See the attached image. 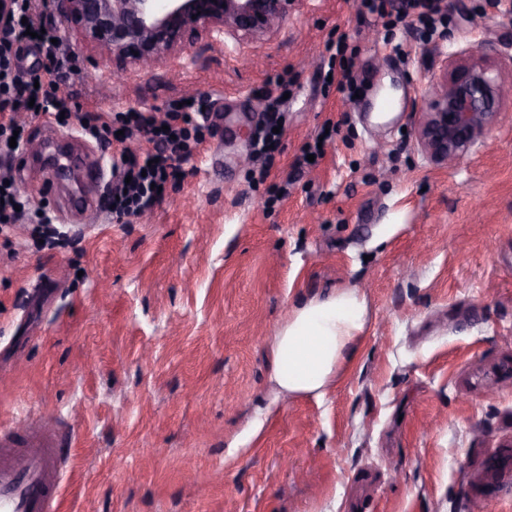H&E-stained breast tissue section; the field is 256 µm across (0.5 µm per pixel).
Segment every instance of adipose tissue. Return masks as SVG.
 Here are the masks:
<instances>
[{
	"mask_svg": "<svg viewBox=\"0 0 512 512\" xmlns=\"http://www.w3.org/2000/svg\"><path fill=\"white\" fill-rule=\"evenodd\" d=\"M367 314L366 299L354 288L295 307L273 338L272 380L293 396L323 394L354 358Z\"/></svg>",
	"mask_w": 512,
	"mask_h": 512,
	"instance_id": "adipose-tissue-1",
	"label": "adipose tissue"
}]
</instances>
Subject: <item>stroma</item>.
Instances as JSON below:
<instances>
[{
    "mask_svg": "<svg viewBox=\"0 0 512 512\" xmlns=\"http://www.w3.org/2000/svg\"><path fill=\"white\" fill-rule=\"evenodd\" d=\"M447 3L429 36L301 0L264 39L118 80L65 37L72 111L191 96L202 113L190 158L127 223L81 171L43 183L54 150L106 170L121 142L43 117L12 161L48 221L0 225V425L71 436L59 512H512V99L453 165L417 140L446 58L512 84V0ZM340 38L352 99L327 78ZM279 76L292 95L265 161L250 134ZM78 193L94 221L69 211ZM339 288L368 304L355 362L324 396L279 394L273 336Z\"/></svg>",
    "mask_w": 512,
    "mask_h": 512,
    "instance_id": "obj_1",
    "label": "stroma"
}]
</instances>
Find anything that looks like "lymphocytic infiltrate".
<instances>
[{
    "label": "lymphocytic infiltrate",
    "mask_w": 512,
    "mask_h": 512,
    "mask_svg": "<svg viewBox=\"0 0 512 512\" xmlns=\"http://www.w3.org/2000/svg\"><path fill=\"white\" fill-rule=\"evenodd\" d=\"M13 14L19 17L16 26L0 31V156L11 155L9 141L14 132L25 129V118L59 117L66 104L54 93L60 72L67 66L69 56L62 44L56 43L57 32L46 27L41 16L26 0H14ZM33 48L42 60L36 80L23 79L12 67L15 47ZM286 78H277L273 90L264 98L268 115L266 125L258 130L253 147L257 156L270 155L272 146L281 139L276 127L285 105L288 91ZM195 104L169 105L163 115L151 110H130L124 114L129 136L145 134L149 146L129 157L111 161L108 182V207L116 218L137 217L158 202L160 187L175 176L179 162L187 156V119L195 112Z\"/></svg>",
    "instance_id": "obj_1"
}]
</instances>
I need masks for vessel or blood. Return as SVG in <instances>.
<instances>
[{
    "label": "vessel or blood",
    "mask_w": 512,
    "mask_h": 512,
    "mask_svg": "<svg viewBox=\"0 0 512 512\" xmlns=\"http://www.w3.org/2000/svg\"><path fill=\"white\" fill-rule=\"evenodd\" d=\"M56 433L38 424L27 447L13 445L12 430L0 427V512H56L63 467Z\"/></svg>",
    "instance_id": "b4317fda"
}]
</instances>
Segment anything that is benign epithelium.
<instances>
[{"mask_svg":"<svg viewBox=\"0 0 512 512\" xmlns=\"http://www.w3.org/2000/svg\"><path fill=\"white\" fill-rule=\"evenodd\" d=\"M299 0H55L56 9L99 58L153 67L200 40L259 38ZM512 95L490 67L446 62L443 81L425 103L422 148L446 164L467 153Z\"/></svg>","mask_w":512,"mask_h":512,"instance_id":"7a95c632","label":"benign epithelium"}]
</instances>
